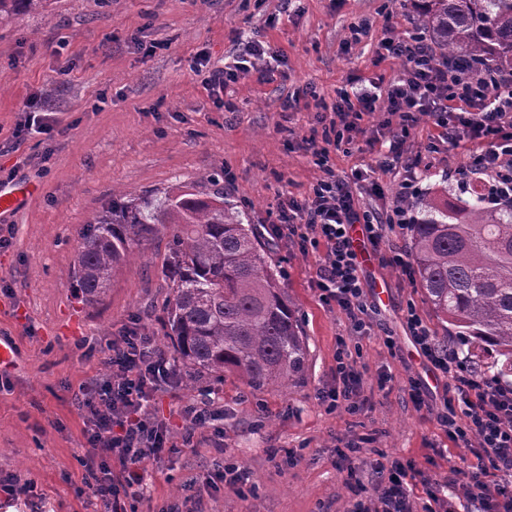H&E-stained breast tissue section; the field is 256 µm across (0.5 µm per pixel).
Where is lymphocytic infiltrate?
Listing matches in <instances>:
<instances>
[{"label":"lymphocytic infiltrate","mask_w":512,"mask_h":512,"mask_svg":"<svg viewBox=\"0 0 512 512\" xmlns=\"http://www.w3.org/2000/svg\"><path fill=\"white\" fill-rule=\"evenodd\" d=\"M282 59L280 49L250 40L221 67L212 66L205 53H197L193 69L203 74L209 97L229 110L233 104L225 95L240 74L262 60L266 66L258 70L259 79L270 81L274 64ZM377 59L406 60L405 76L389 81L385 94L342 88L333 103L315 97L314 107L333 114L328 131L337 144L363 116L383 112L398 117V129L386 152L374 164L354 171L361 180L366 173L387 172L395 163H403L407 175L390 210L381 214L361 206L351 185L330 175L318 180L307 198L282 201L276 222L269 226L271 235L294 242L302 253H318L314 280L318 297L324 305L344 311L357 333L366 328L370 306L363 289L361 253L352 233L361 230L365 245L378 255L381 265L409 270L405 251L385 252L381 245L388 232L410 229L416 221L410 199L420 163L418 157L404 156L402 147L422 119L432 120L439 130L426 143V151L470 143L469 169L488 177L493 199L512 198V74L473 61L437 64L426 37L419 34L394 33L382 39ZM406 324L417 350L447 381L450 396L436 413L438 425L473 457L464 499L474 512H512V386L484 378L458 350L433 336L415 307H408ZM104 365L106 374L83 383L76 395L86 424L88 451L83 465L100 512H126L128 501L141 495V461L161 458L178 442L192 447L197 430L212 424L215 416L206 403L184 405V423L177 436L151 416L149 402L158 391L177 386L180 371L151 337L136 329H126L113 340ZM334 378L332 388L319 392V402L332 411L361 412L359 376L346 348L336 352ZM113 458L119 470H112ZM412 468V463L398 460L387 467L376 465L378 481L371 493L356 499L351 512H450L447 483L425 479L426 495L417 497L406 481Z\"/></svg>","instance_id":"f902f5d3"}]
</instances>
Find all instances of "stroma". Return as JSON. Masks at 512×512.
<instances>
[{
  "instance_id": "obj_1",
  "label": "stroma",
  "mask_w": 512,
  "mask_h": 512,
  "mask_svg": "<svg viewBox=\"0 0 512 512\" xmlns=\"http://www.w3.org/2000/svg\"><path fill=\"white\" fill-rule=\"evenodd\" d=\"M392 14L412 30L400 0H45L41 10L0 16V178L33 188L0 215L8 241L0 248V337L15 349L0 369V478L30 483L46 512H97L83 480L86 440L74 396L103 374L108 348L125 328L165 343L167 234L137 248L103 301L84 304L75 291L79 233L107 209L113 190L137 196L216 174L225 198L261 227L275 221L282 200L306 198L327 172L352 181L353 168L376 157L373 140H388L395 125L382 113L363 117L324 168L306 144L318 127L315 110L286 112L282 103L309 85L330 101L339 87L355 92L361 80L403 76L405 63L374 62ZM364 17L373 22L368 37L345 45L349 26ZM250 37L283 50L284 74L267 83L258 71L243 74L228 90L235 106L228 112L208 97L192 60L204 50L223 66ZM39 92L58 111L50 137L21 132L23 106ZM434 133L423 120L405 144L406 155L421 158L419 193L460 192L469 146L423 152ZM270 245L309 347L303 379L284 392L253 393L228 372L193 390L159 394L151 406L173 432L181 430L180 407L203 398L219 419L197 430L193 447L143 463V495L128 512H164L184 498L192 512H351L356 487L372 486L375 464L396 459L463 486L472 456L448 441L433 414L445 381L426 368L405 327L411 303L434 336L445 335L414 276L365 262L375 312L355 335L344 311L318 299L317 254L284 240ZM388 332L397 353L382 342ZM342 343L366 401L355 415L327 410L316 398L334 384ZM382 373L390 378L383 390ZM412 377L422 380L431 411L415 410ZM351 443L360 451L349 468L334 467L338 449ZM288 453L295 464L278 468ZM226 456L248 470L247 489L220 479Z\"/></svg>"
}]
</instances>
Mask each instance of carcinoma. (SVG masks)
<instances>
[{
    "label": "carcinoma",
    "instance_id": "cac0c4a2",
    "mask_svg": "<svg viewBox=\"0 0 512 512\" xmlns=\"http://www.w3.org/2000/svg\"><path fill=\"white\" fill-rule=\"evenodd\" d=\"M403 7L433 44L435 59L490 62L512 71V0H406ZM467 200L428 196L411 229L418 283L449 335L470 355L512 375V204L486 206L483 182L463 187ZM170 235L164 276L165 336L190 382L238 374L256 391L296 384L308 348L297 311L269 261L254 225L206 176L186 189L138 197L118 190L112 205L84 225L73 274L86 304L102 301L115 270L162 230Z\"/></svg>",
    "mask_w": 512,
    "mask_h": 512
}]
</instances>
